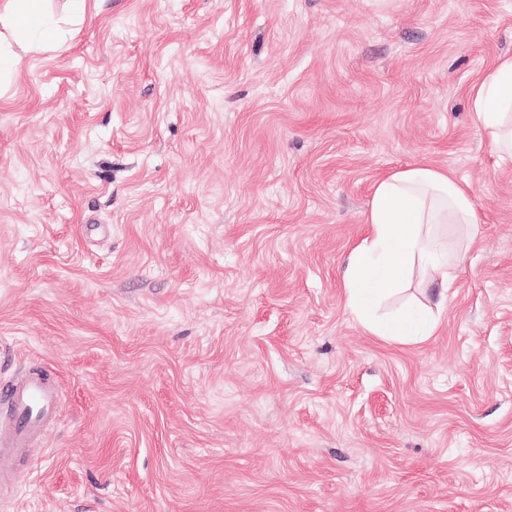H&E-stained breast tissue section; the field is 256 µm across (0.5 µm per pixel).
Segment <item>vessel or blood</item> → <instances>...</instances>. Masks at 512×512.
Listing matches in <instances>:
<instances>
[{
  "instance_id": "vessel-or-blood-1",
  "label": "vessel or blood",
  "mask_w": 512,
  "mask_h": 512,
  "mask_svg": "<svg viewBox=\"0 0 512 512\" xmlns=\"http://www.w3.org/2000/svg\"><path fill=\"white\" fill-rule=\"evenodd\" d=\"M59 401L58 383L44 370L0 378V420L10 429L8 440L0 443V488L17 481L14 461L26 454L32 438L57 412Z\"/></svg>"
}]
</instances>
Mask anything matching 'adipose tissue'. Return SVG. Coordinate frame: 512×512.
<instances>
[{
  "instance_id": "1",
  "label": "adipose tissue",
  "mask_w": 512,
  "mask_h": 512,
  "mask_svg": "<svg viewBox=\"0 0 512 512\" xmlns=\"http://www.w3.org/2000/svg\"><path fill=\"white\" fill-rule=\"evenodd\" d=\"M42 0H0V43H46L60 29ZM470 118L501 160H512V56L500 58L471 91ZM481 221L470 187L447 169L413 164L373 186L367 236L350 252L342 274L348 308L373 333L400 342L431 336L454 286L443 225ZM422 272L434 305L393 317L377 316L380 302Z\"/></svg>"
}]
</instances>
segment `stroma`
Returning <instances> with one entry per match:
<instances>
[{
  "label": "stroma",
  "instance_id": "1",
  "mask_svg": "<svg viewBox=\"0 0 512 512\" xmlns=\"http://www.w3.org/2000/svg\"><path fill=\"white\" fill-rule=\"evenodd\" d=\"M0 75V374L55 421L0 512H512V0H93ZM483 222L422 342L341 275L374 181ZM470 118L499 158L512 161V56L500 58L472 88Z\"/></svg>",
  "mask_w": 512,
  "mask_h": 512
}]
</instances>
